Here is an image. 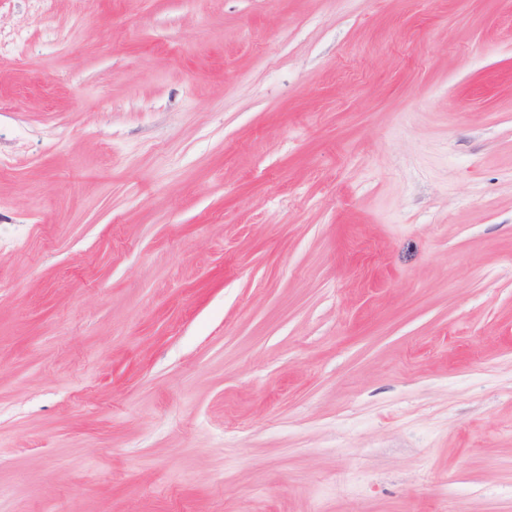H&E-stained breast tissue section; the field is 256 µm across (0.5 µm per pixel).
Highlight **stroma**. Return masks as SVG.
Listing matches in <instances>:
<instances>
[{
	"mask_svg": "<svg viewBox=\"0 0 512 512\" xmlns=\"http://www.w3.org/2000/svg\"><path fill=\"white\" fill-rule=\"evenodd\" d=\"M512 512V0H0V512Z\"/></svg>",
	"mask_w": 512,
	"mask_h": 512,
	"instance_id": "35a3bbf8",
	"label": "stroma"
}]
</instances>
